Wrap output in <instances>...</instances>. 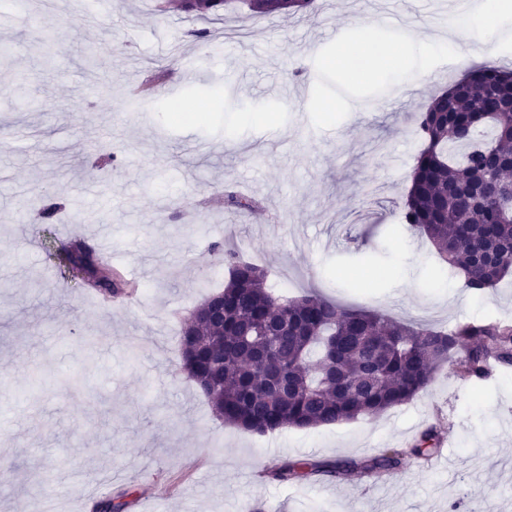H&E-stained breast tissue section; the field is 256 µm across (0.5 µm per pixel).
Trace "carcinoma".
<instances>
[{"label":"carcinoma","mask_w":512,"mask_h":512,"mask_svg":"<svg viewBox=\"0 0 512 512\" xmlns=\"http://www.w3.org/2000/svg\"><path fill=\"white\" fill-rule=\"evenodd\" d=\"M241 1L254 14L294 15L313 0H178L176 9L205 18ZM424 143L413 169L402 222L427 238L464 287L494 288L512 273V71L480 65L417 113ZM224 209L252 213L259 202L226 191ZM228 269L224 324L202 309L194 331L182 328L180 351H192L185 368L193 383L213 389L214 415L247 432L266 435L370 418L412 401L450 366L463 380L483 374L490 355L512 364V323H465L453 330L394 320L375 311L343 310L317 294L288 297L267 286V271L215 241ZM90 251L66 246L59 266L83 273V285L114 297L135 285L108 277L87 263ZM436 433L424 432L411 453L436 452ZM404 453L387 450L365 459L284 460L269 475L288 483L315 475L340 479L390 473Z\"/></svg>","instance_id":"carcinoma-1"}]
</instances>
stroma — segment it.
<instances>
[{"label": "stroma", "instance_id": "35a3bbf8", "mask_svg": "<svg viewBox=\"0 0 512 512\" xmlns=\"http://www.w3.org/2000/svg\"><path fill=\"white\" fill-rule=\"evenodd\" d=\"M88 2L32 0L64 36L51 56L28 24L0 28L12 58L0 68V512H95L120 491L127 512H512V369L464 382L446 367L380 416L263 436L217 419L181 369L180 321L224 283L219 238L266 266L278 293L314 288L442 329L512 322V275L468 290L400 221L415 114L464 66L401 93L390 69L331 68L363 39L364 0L192 22L155 0H99L87 26ZM192 28L210 32L208 48L188 43ZM159 71L146 111H127L128 90ZM109 152L117 167L102 166ZM225 187L265 211L216 215L204 201ZM44 189L61 222L26 208ZM100 224L133 296L98 301L57 268L55 251ZM429 426L455 471L407 457L360 482L263 476L283 459L405 448Z\"/></svg>", "mask_w": 512, "mask_h": 512}]
</instances>
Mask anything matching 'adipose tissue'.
<instances>
[{
  "instance_id": "ef3b65f1",
  "label": "adipose tissue",
  "mask_w": 512,
  "mask_h": 512,
  "mask_svg": "<svg viewBox=\"0 0 512 512\" xmlns=\"http://www.w3.org/2000/svg\"><path fill=\"white\" fill-rule=\"evenodd\" d=\"M512 42V0H476L463 22H450L447 29L426 37L404 33L401 47L403 65L396 85L404 90L425 81V60L433 54H456L463 58L494 56L499 46ZM393 49L376 29H368L356 49H343L333 61L342 71L364 72L370 61L390 57Z\"/></svg>"
}]
</instances>
